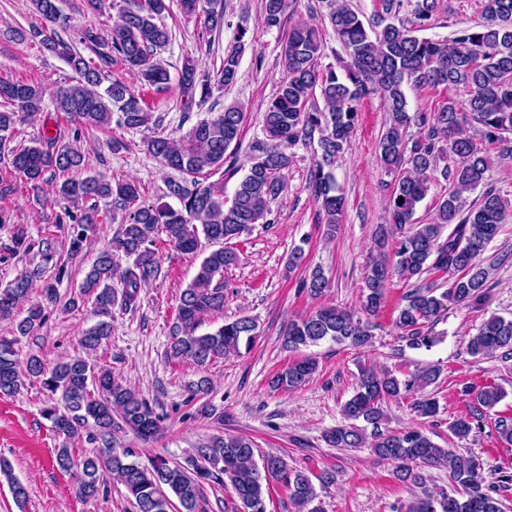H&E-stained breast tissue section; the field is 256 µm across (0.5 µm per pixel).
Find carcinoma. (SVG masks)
<instances>
[{
    "label": "carcinoma",
    "mask_w": 512,
    "mask_h": 512,
    "mask_svg": "<svg viewBox=\"0 0 512 512\" xmlns=\"http://www.w3.org/2000/svg\"><path fill=\"white\" fill-rule=\"evenodd\" d=\"M292 2L265 0V25L283 24ZM321 2L347 56L345 76L332 66L319 68L324 42L318 28L305 23L289 28L281 48L286 76L264 112L263 138L249 145L244 173L228 200L224 183L211 182L209 176L219 173L226 180L238 173L235 158L241 145L243 112L228 105L197 120L184 135L171 138L164 135L161 119L153 117L145 99V91H162L171 81L168 69L157 59L171 40L162 20L169 10L166 0H87L94 12L117 8L109 30L100 33L87 28L82 33V43L95 54V62L62 37L70 22L56 0H30L46 26L22 32L20 37L38 41L61 58L74 76L52 96L51 111L46 109L42 86L0 79V149L7 150L12 170L37 188L48 172L81 169L85 157L74 144L81 140L83 130L114 124L151 131L142 141L145 151L182 174L165 183L164 196L175 199V207L146 200L140 184L133 180L113 182L100 174L67 179L55 186L54 194L61 207L56 223L70 226L68 260L56 256L52 238L35 242L21 227L15 229L7 253L0 254L3 263L35 249L41 258L39 265L0 284V321L14 327V337L0 336V396L19 392L28 379L38 380L50 393L43 414L55 429L69 438L84 433L106 448L104 453L80 459L71 448L55 449L53 463L76 476L77 492L83 498L98 496L108 473L124 486L136 512H206L203 484L226 477L237 494L236 512H268L266 498L273 482L288 490L296 512H323L314 481L329 483L331 474L314 480L271 453L258 461L254 442L245 436L212 437L183 464L161 455L142 464L133 460L135 449L116 451L112 438L117 431L130 430L143 442L158 433L160 416L150 402L123 386L112 371L96 368L81 355L52 367L32 355L22 367L14 346L19 338L34 335L54 309L70 311L87 298L101 320L84 332L79 345L86 354L95 352L112 336L108 321L112 309L135 306L141 289L159 278L155 240L163 233L187 254L197 252L203 240L216 246L181 293L168 358L204 367L218 357L241 354L242 347L250 350L257 326L246 315L212 332L198 333L205 316L224 311V271L238 261L226 243L257 224L271 223L272 204L284 192L285 173L294 162L293 149L314 144L320 154L309 170V188L324 214L326 235L334 236L344 207L334 170L366 98L379 96L388 113L379 141L380 157L397 178L389 197L388 218L376 232L382 251L369 266L363 312L377 316L388 285L395 279L406 283L410 289L394 308L392 325L407 348L429 349L439 342L432 326L446 303L452 300L482 310L493 265L512 259V251H507L496 255L489 266L483 260L508 212L506 195L488 182L486 173L491 152L512 158V0H485L483 21L459 28L449 41L418 35L432 25L440 0H378L377 11L367 22L343 0ZM179 8L195 18L203 37L224 27V0H179ZM246 35L247 30L238 31L216 71L186 60L178 81L185 117L210 99L212 87L235 83ZM117 64L136 75L140 89L111 77L112 66ZM407 83L447 92L463 87L467 98L462 103L448 98L429 113L411 112L404 91ZM61 115L70 119L71 126L61 125ZM31 120L41 121L40 136L30 146H10L16 126ZM469 122L477 125L478 137L464 132ZM412 125L419 128V135L409 139L406 133ZM449 153L458 158L457 164L438 168ZM438 170L450 189L433 221L417 224L413 222L417 207L428 195ZM477 189L478 201L468 204L465 194ZM101 202L121 213L119 228L111 245L97 253L78 294L63 303L57 284L67 273V261L77 259L95 233ZM118 252L129 260L124 268L116 260ZM426 274L446 280L448 288L437 292L435 283L424 278ZM37 282L40 300L20 313V305ZM301 287L320 296L328 279L314 268ZM325 339L364 347L371 343L372 323L346 309L323 307L289 322L281 345L286 351H297ZM498 352L512 358V317L492 313L469 340L467 353L483 358ZM316 369L313 358H302L277 374L274 385L298 388ZM440 374L436 365L404 380L391 373L361 372L354 394L342 406L344 423L326 432L325 441L336 448H373L378 457L395 465V477L404 483H421L426 467L448 468L452 492L425 493L409 504L408 512H503L499 495L512 489V472L501 470L488 483L478 459L437 446L420 427L389 434L380 431L382 403L409 396L435 383ZM464 393L472 399L471 413L448 427L458 439L481 432L486 412L504 397V391L492 385L466 388ZM411 409L420 418H434L439 403L433 397H422L413 400ZM360 421L373 427L371 434L358 425ZM495 426L501 441L512 446V416H498ZM2 477L15 502L25 504L26 487L13 476L5 459L0 460Z\"/></svg>",
    "instance_id": "1"
}]
</instances>
